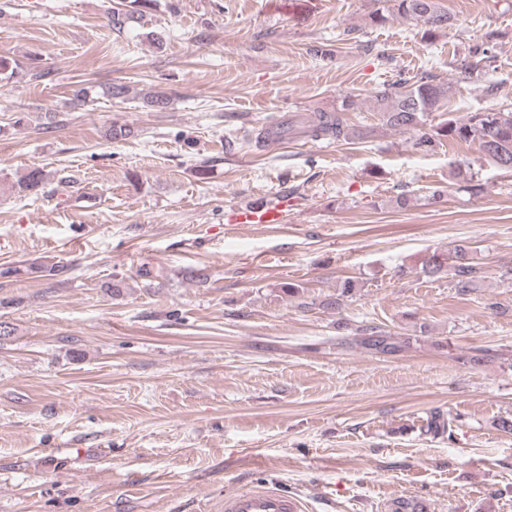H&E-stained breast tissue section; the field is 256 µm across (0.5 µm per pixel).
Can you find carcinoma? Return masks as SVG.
Masks as SVG:
<instances>
[{"label": "carcinoma", "mask_w": 512, "mask_h": 512, "mask_svg": "<svg viewBox=\"0 0 512 512\" xmlns=\"http://www.w3.org/2000/svg\"><path fill=\"white\" fill-rule=\"evenodd\" d=\"M154 0H131L129 9H112V29L121 33L150 8ZM390 9L421 25L423 35L428 38L452 25L448 13L440 10L435 0H389ZM495 38L489 32L484 39L469 47L467 56L460 60V68L467 72L478 68L487 58L488 45ZM454 84L429 73L416 79H399L382 85L372 95L373 111L377 112L383 127L412 133V147L419 153L435 151L441 140L475 142L485 158L499 168L512 172V110L482 112L478 109L469 113L466 121L445 120L437 125H427V117L449 105L454 98ZM352 97H346L333 112L313 113L303 122H281L263 132L262 142L271 137L306 135L313 140L333 139L347 141L363 139L366 132L351 128L344 120L343 113L355 108ZM45 184V175L39 168H33L17 181L18 192L36 195ZM477 250L471 244H457L444 253H433L422 262L421 272L427 278H438L451 272L454 288L461 294L480 287L481 267L476 262ZM360 283L355 278H345L336 283V297L322 301V307L336 309L340 299L355 295ZM361 345L370 350L395 352L401 344L391 341L375 327L364 329Z\"/></svg>", "instance_id": "1"}]
</instances>
